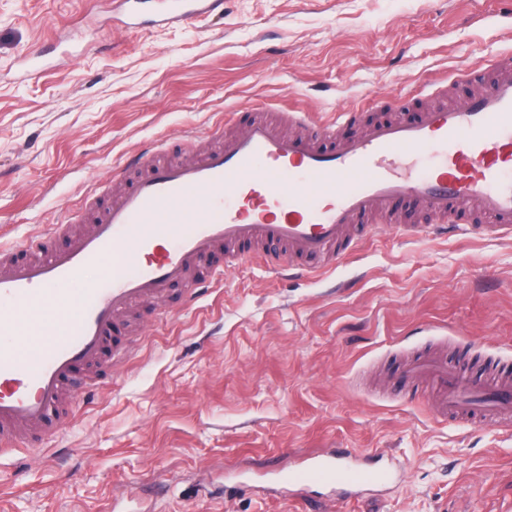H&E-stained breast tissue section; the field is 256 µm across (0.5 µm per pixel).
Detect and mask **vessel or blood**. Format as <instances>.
<instances>
[{
	"instance_id": "obj_1",
	"label": "vessel or blood",
	"mask_w": 512,
	"mask_h": 512,
	"mask_svg": "<svg viewBox=\"0 0 512 512\" xmlns=\"http://www.w3.org/2000/svg\"><path fill=\"white\" fill-rule=\"evenodd\" d=\"M221 3L166 0L159 18L188 23ZM454 78L488 87L413 120L363 122L361 134L330 152L320 142L334 126L300 110L276 121L246 110L241 132L193 161H161L157 147L132 157L136 178L64 246L43 242L34 255L0 246V447L33 446L57 428L65 397L93 389L74 387L77 368L129 358L111 344L115 317L173 287L197 299L225 269L260 255L278 277L328 271L360 249L357 217H381L405 201L426 221L400 225L404 236L456 228L512 238V51ZM430 147L441 150L438 167L418 172ZM401 376L426 385L437 414L512 429L510 375L475 380L427 355L405 363ZM385 479L339 455L300 465L287 482L353 488Z\"/></svg>"
}]
</instances>
